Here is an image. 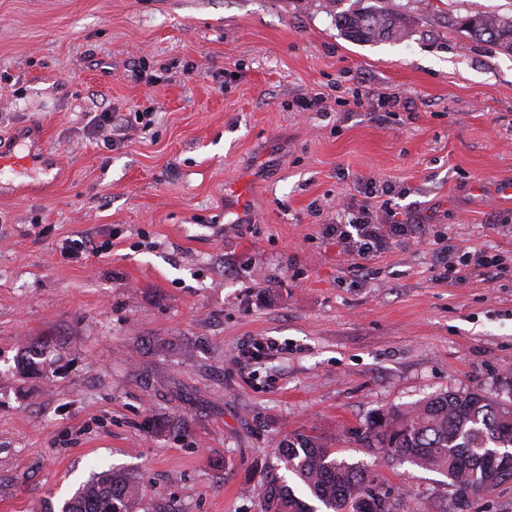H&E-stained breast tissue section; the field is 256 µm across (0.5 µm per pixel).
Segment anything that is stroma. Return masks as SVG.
<instances>
[{
	"label": "stroma",
	"instance_id": "35a3bbf8",
	"mask_svg": "<svg viewBox=\"0 0 512 512\" xmlns=\"http://www.w3.org/2000/svg\"><path fill=\"white\" fill-rule=\"evenodd\" d=\"M358 7L409 37L345 38ZM488 12L512 0H0V144L60 160L0 182V512L109 469L134 512H259L302 429L441 512L445 476L343 432L512 395V53L460 26ZM367 201L409 230L365 260L336 224ZM451 247L508 271L456 283Z\"/></svg>",
	"mask_w": 512,
	"mask_h": 512
}]
</instances>
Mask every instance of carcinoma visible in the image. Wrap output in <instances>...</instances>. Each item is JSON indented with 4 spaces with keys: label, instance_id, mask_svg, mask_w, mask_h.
I'll list each match as a JSON object with an SVG mask.
<instances>
[{
    "label": "carcinoma",
    "instance_id": "1",
    "mask_svg": "<svg viewBox=\"0 0 512 512\" xmlns=\"http://www.w3.org/2000/svg\"><path fill=\"white\" fill-rule=\"evenodd\" d=\"M477 18L481 25L471 27L473 17H465L463 29L512 52V17L484 13ZM336 27L360 43L408 34L401 16L370 7L336 16ZM352 435L371 452L444 474L453 493L443 512H465L467 493L512 480V404L479 392L436 393L407 409L379 412ZM275 456L277 463L262 479L260 512H314L294 495L282 469L327 512H424L420 499L407 505L379 491L366 466L338 458L331 442L320 435L294 432ZM133 497L128 476L105 471L80 486L60 512H130Z\"/></svg>",
    "mask_w": 512,
    "mask_h": 512
}]
</instances>
